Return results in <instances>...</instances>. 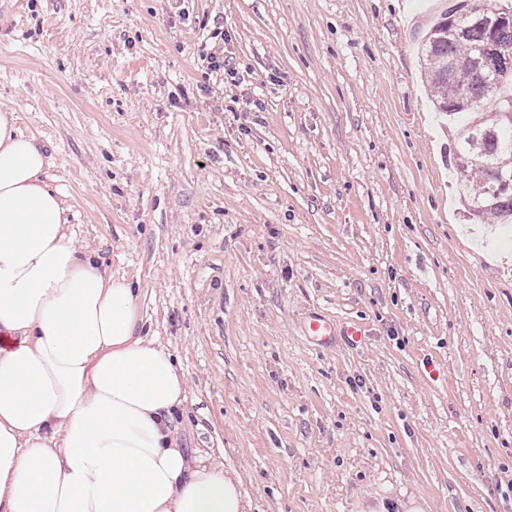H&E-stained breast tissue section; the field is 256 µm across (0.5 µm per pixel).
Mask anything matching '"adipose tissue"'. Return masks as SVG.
<instances>
[{
    "label": "adipose tissue",
    "instance_id": "1",
    "mask_svg": "<svg viewBox=\"0 0 512 512\" xmlns=\"http://www.w3.org/2000/svg\"><path fill=\"white\" fill-rule=\"evenodd\" d=\"M47 159L0 113V512H250L169 429L185 376L130 284L78 254Z\"/></svg>",
    "mask_w": 512,
    "mask_h": 512
}]
</instances>
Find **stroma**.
Here are the masks:
<instances>
[{
    "mask_svg": "<svg viewBox=\"0 0 512 512\" xmlns=\"http://www.w3.org/2000/svg\"><path fill=\"white\" fill-rule=\"evenodd\" d=\"M456 2L0 0V113L251 512H512V229L456 197L418 54Z\"/></svg>",
    "mask_w": 512,
    "mask_h": 512,
    "instance_id": "stroma-1",
    "label": "stroma"
}]
</instances>
